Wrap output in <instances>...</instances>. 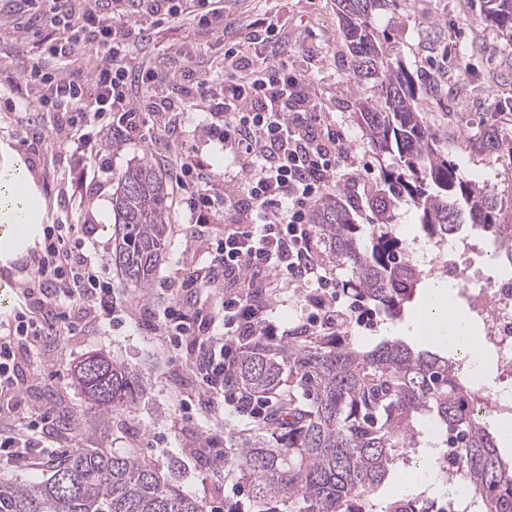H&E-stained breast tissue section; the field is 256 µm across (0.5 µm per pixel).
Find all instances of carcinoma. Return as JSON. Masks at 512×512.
Returning <instances> with one entry per match:
<instances>
[{"label": "carcinoma", "mask_w": 512, "mask_h": 512, "mask_svg": "<svg viewBox=\"0 0 512 512\" xmlns=\"http://www.w3.org/2000/svg\"><path fill=\"white\" fill-rule=\"evenodd\" d=\"M388 0H337L340 37L350 55L349 83L358 95L362 128L377 154L396 165L381 171L366 196L375 224L357 223L360 208L336 188L313 207L311 224L336 269L347 272L342 290L397 317L423 287L426 275L409 259V242L392 230L395 211L413 205L426 239L443 241L462 227L489 237L495 258L512 264V197L462 173L436 146L417 111L412 75L390 61L372 26ZM485 19L512 31V0H487ZM169 187L147 156L127 167L112 194L119 226L112 265L123 284L143 291L165 255ZM333 332L300 329L288 342L262 333L240 344L224 390L277 406L259 429L225 422L238 442L224 465L248 484L253 512H362L399 460L421 448L459 439L455 467L433 464L443 481L468 480L470 512H512V464L497 433L476 408L477 389L457 363L418 351L399 339L369 348ZM91 408L101 418L128 407L147 379L103 353L74 369ZM440 498L395 499L382 512H439ZM0 512H205L201 502L167 479L136 449L79 448L61 458L49 479L0 481Z\"/></svg>", "instance_id": "cac0c4a2"}]
</instances>
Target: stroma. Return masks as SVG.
Here are the masks:
<instances>
[{
	"instance_id": "35a3bbf8",
	"label": "stroma",
	"mask_w": 512,
	"mask_h": 512,
	"mask_svg": "<svg viewBox=\"0 0 512 512\" xmlns=\"http://www.w3.org/2000/svg\"><path fill=\"white\" fill-rule=\"evenodd\" d=\"M481 4L482 0H394L375 14L374 23L392 56L412 74L419 110L440 150L470 177L512 195V36L486 22ZM224 16L233 22L225 31L216 23L172 20L157 31L146 52L131 60V67L144 69L157 58L181 51L202 61L206 69H218L226 43L246 42L274 27L275 35L266 41L269 55L286 56L290 67L314 75L313 94L347 138L353 161L348 186L354 194L366 193L393 159L376 154L360 124L336 0H224ZM20 96V90L0 88V167L8 165L11 157L26 155L42 217L30 239L0 256V268L16 283L9 306L0 309L2 317L25 311L21 269L39 252L48 225H78L88 246L103 257L111 256L112 194L119 175L142 156L151 157L171 181L179 172L180 156L209 164L218 179L243 178L232 156L195 132L207 116L206 103L171 119L181 132L179 141L163 138L166 115L150 114L146 117L150 138L103 150L90 169L83 158L70 155L64 147L65 117L47 112L38 124H29ZM209 218V223H199L197 212L178 194H171L166 257L151 288L139 292L124 287L117 272H109L118 297L112 320L93 319L74 309L70 315L78 330L14 340L19 418L41 420L45 426L37 434V448L24 460L0 457V480H46L55 461L78 448H134L163 468L177 462L174 483L210 512L216 507L236 512L248 505V485L217 464L203 446L204 439L213 436L228 447L236 439L224 426L229 406L220 396L201 392L194 368L197 337H182L174 350L165 333L153 326L164 309L176 303L220 315L224 298L239 293V286L226 285L193 296L181 286L185 273L209 266L217 241L232 230L224 222L223 197L215 198ZM449 286V281L426 278L416 301L397 318L370 308L369 327L354 322L347 326L349 342L367 348L395 338L417 349L428 348V341L409 334L408 327L418 317L428 289ZM307 293V287L297 284L279 288L268 313L277 332L305 324ZM94 352L123 363L148 381L146 392L131 407L105 420L90 408L73 376L75 366ZM438 486L425 450L398 465L368 507L380 512L390 499L412 498Z\"/></svg>"
}]
</instances>
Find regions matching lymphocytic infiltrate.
Segmentation results:
<instances>
[{
	"label": "lymphocytic infiltrate",
	"instance_id": "obj_1",
	"mask_svg": "<svg viewBox=\"0 0 512 512\" xmlns=\"http://www.w3.org/2000/svg\"><path fill=\"white\" fill-rule=\"evenodd\" d=\"M14 13L34 20L40 36L38 56L25 55L19 75L35 94L39 112L71 113L67 141L73 152L97 159L105 143L143 137L145 112H182L207 101L210 118L200 128L240 164L244 180L218 184L199 162L180 158L177 187L190 206L206 213L216 193L224 195L235 231L216 244L207 272L184 280L187 288H211L223 282L247 283L250 292L224 300L221 323L202 311L174 306L159 325L171 344H178L190 325L205 328L198 346L197 369L203 388L224 389L233 369L234 350L242 338L276 329L265 317L274 295L276 275L287 274L300 285H316L309 296L312 327L343 318L332 280L313 257L310 213L342 181L341 165L349 156L345 135L333 125L310 89L313 76L289 68L278 58L264 68L250 66L254 43H229L223 73L190 68L172 56L146 72L126 64L134 48L168 19H221L224 0H10ZM93 56L92 70L79 68ZM155 86L153 97L133 99L130 86ZM25 271L26 299L48 305L51 316L28 320L15 314L7 324L13 336H48L73 330L72 308L93 301L102 318H111L117 298L105 279L106 267L81 251L77 228L54 224L44 233L41 250Z\"/></svg>",
	"mask_w": 512,
	"mask_h": 512
}]
</instances>
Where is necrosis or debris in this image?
I'll return each instance as SVG.
<instances>
[{
	"label": "necrosis or debris",
	"instance_id": "necrosis-or-debris-1",
	"mask_svg": "<svg viewBox=\"0 0 512 512\" xmlns=\"http://www.w3.org/2000/svg\"><path fill=\"white\" fill-rule=\"evenodd\" d=\"M482 254L473 236L456 234L438 244H415L411 260L428 274L461 285L470 312L484 324L482 347L495 357V384L483 387L484 400L496 414H511L512 275L477 266Z\"/></svg>",
	"mask_w": 512,
	"mask_h": 512
}]
</instances>
